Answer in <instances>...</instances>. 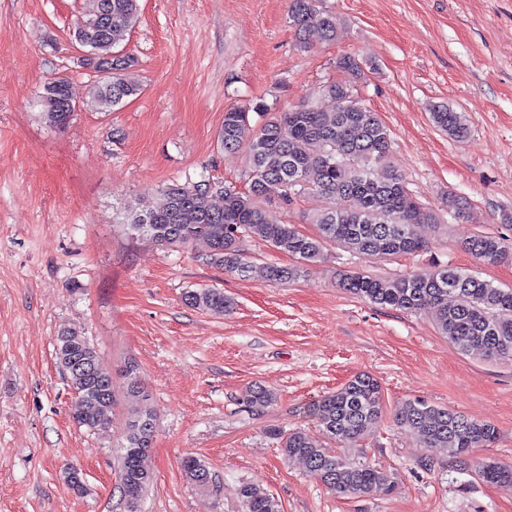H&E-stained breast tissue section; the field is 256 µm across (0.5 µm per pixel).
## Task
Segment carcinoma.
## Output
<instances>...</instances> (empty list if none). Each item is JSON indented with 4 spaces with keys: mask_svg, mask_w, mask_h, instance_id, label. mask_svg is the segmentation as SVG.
<instances>
[{
    "mask_svg": "<svg viewBox=\"0 0 512 512\" xmlns=\"http://www.w3.org/2000/svg\"><path fill=\"white\" fill-rule=\"evenodd\" d=\"M320 2L289 0L288 16L303 49L307 48V34L313 30L325 42L336 41V14L321 7ZM139 16V0H92L86 18L74 30L75 41L88 49L87 66L95 69L108 62ZM133 66L134 58L127 55L112 66V74L103 77L98 96L100 110L110 112L139 94L140 85L129 75ZM336 69L341 77L323 87V94L336 102L333 112L310 101L277 111L255 102L224 112L219 141L226 152H235L241 146L251 114L262 118L248 143L246 191L231 183L220 185L206 179L168 184L157 202L126 211L129 230L171 250L203 241L209 248V264L240 277L258 272L268 280L284 283L297 279L307 267L320 261L331 245L383 259L424 250L426 245L418 237L416 225H438L443 222L442 215L417 201L404 175L391 165V132L359 95L362 62L345 55L337 61ZM69 97L70 84L64 77L47 82L40 95L46 122L59 130L67 129L72 113L58 111L57 103ZM431 121L455 140L469 135L464 114L448 105L433 107ZM216 195L224 200L220 207L211 204ZM308 195L328 201V206L311 218L317 228L315 234H304L294 224H275L268 219L264 202L276 199L288 206ZM444 207L473 224L479 223L469 201L452 191L445 197ZM247 238L259 239L274 251L292 256L296 264L256 265L243 252L242 243ZM461 246L488 264L512 261V243L496 233L477 232ZM339 286L382 308L416 312L430 305L439 332L459 350L479 349L489 357L512 361V288H501L473 271L437 262L396 278L348 271L339 275ZM184 301L210 312L231 307L220 288L189 291ZM71 352L95 367L94 378L67 367ZM55 354L74 394L72 419L90 430L106 427L107 414L113 412L117 397L112 370L96 347L82 332L66 330L55 338ZM121 376L135 405L127 411V433L116 451L115 472L135 502L128 512H141L143 499L154 483L147 459L156 418L146 406L148 397L143 395L138 365L132 360L125 363ZM275 400V394L261 385L249 387L244 396L246 406L256 412ZM307 412L323 435L352 447L382 419V387L373 376L358 374L310 404ZM395 420L415 433L426 447L446 449L459 470L473 469L484 482L512 490V466L491 459L472 463V449L487 447L496 440L493 424L421 399L402 403ZM272 435L280 440L285 457L304 461L313 476L340 496L374 492L387 495L395 488L389 474L332 452L301 430L286 436L274 431ZM181 467L195 485L205 488L212 483L210 470L201 459L187 456ZM236 493L245 512H280L276 499L253 485L242 484Z\"/></svg>",
    "mask_w": 512,
    "mask_h": 512,
    "instance_id": "carcinoma-1",
    "label": "carcinoma"
}]
</instances>
